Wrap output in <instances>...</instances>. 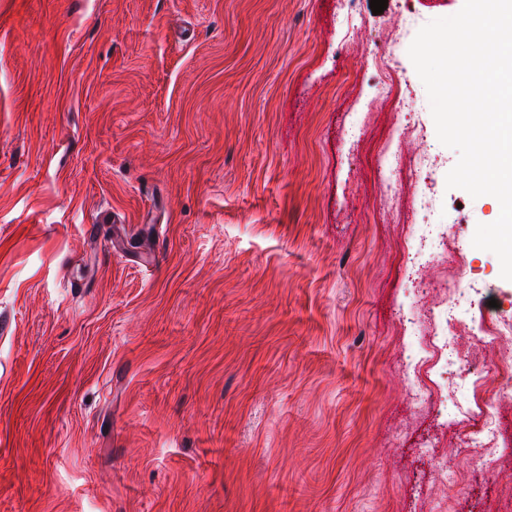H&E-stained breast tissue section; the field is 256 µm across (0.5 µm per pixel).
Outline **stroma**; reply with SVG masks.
<instances>
[{"mask_svg":"<svg viewBox=\"0 0 512 512\" xmlns=\"http://www.w3.org/2000/svg\"><path fill=\"white\" fill-rule=\"evenodd\" d=\"M369 3L0 0V512H512V455L472 467L455 415L493 401L512 448V337L475 323L512 319L472 244L500 204L447 188L408 56L463 0ZM387 140L430 168L387 180ZM425 224L460 265L416 266ZM459 275L474 315L413 403Z\"/></svg>","mask_w":512,"mask_h":512,"instance_id":"35a3bbf8","label":"stroma"}]
</instances>
